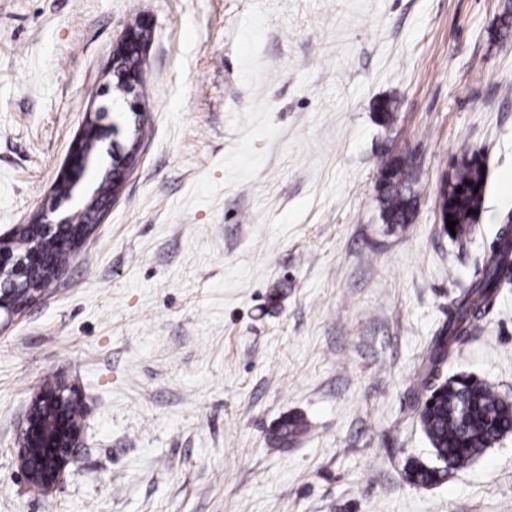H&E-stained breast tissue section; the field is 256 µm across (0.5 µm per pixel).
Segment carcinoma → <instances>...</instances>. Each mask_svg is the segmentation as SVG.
<instances>
[{
    "instance_id": "obj_1",
    "label": "carcinoma",
    "mask_w": 512,
    "mask_h": 512,
    "mask_svg": "<svg viewBox=\"0 0 512 512\" xmlns=\"http://www.w3.org/2000/svg\"><path fill=\"white\" fill-rule=\"evenodd\" d=\"M495 37L512 38V3L504 4L497 18ZM143 59L132 47L120 57V74H136L142 70ZM143 121L135 122L130 112L112 113V125H102L99 118L87 120L82 150L85 163L74 176L62 177L54 196L70 201L87 177L100 173L93 191L98 204H107L116 188V180L124 175L125 164L113 157L109 164L99 166L103 144L117 138L126 148L140 145ZM414 161L406 155L391 156L381 164L376 185L381 217L386 224H411L414 221L418 191L413 173ZM479 151L465 153L448 177V190L438 197L443 218L456 221L458 244L466 241L471 224L475 223L483 201L487 174L482 170ZM479 191H474V188ZM512 275V215L503 220L497 241L487 258L482 277L462 291L448 325L433 336L427 356L419 370L415 386L421 396V423L432 446L436 463H416L408 475L410 482L432 486L444 482L448 475L471 463L502 436L512 433V402L504 400L486 383L471 377L444 379L441 366L459 346L469 341L482 328L496 299L500 281ZM309 431L303 417L285 416L272 431V440L280 448L293 443Z\"/></svg>"
}]
</instances>
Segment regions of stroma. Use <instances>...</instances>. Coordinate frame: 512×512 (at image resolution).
Returning a JSON list of instances; mask_svg holds the SVG:
<instances>
[{
  "mask_svg": "<svg viewBox=\"0 0 512 512\" xmlns=\"http://www.w3.org/2000/svg\"><path fill=\"white\" fill-rule=\"evenodd\" d=\"M505 0H0V235L48 201L126 26L150 18L139 160L102 224L0 319V512H512V433L446 483L413 385L512 213ZM398 101L390 123L374 105ZM482 150L465 245L439 189ZM415 161L413 223L380 216ZM444 376L512 401V282ZM80 454L44 493L17 448L45 384ZM307 434L276 448L273 427ZM412 157L391 156L381 164L376 185L377 201L385 224L413 223L418 191ZM309 431V425L302 416H285L272 431V440L277 447H288L298 437Z\"/></svg>",
  "mask_w": 512,
  "mask_h": 512,
  "instance_id": "35a3bbf8",
  "label": "stroma"
}]
</instances>
